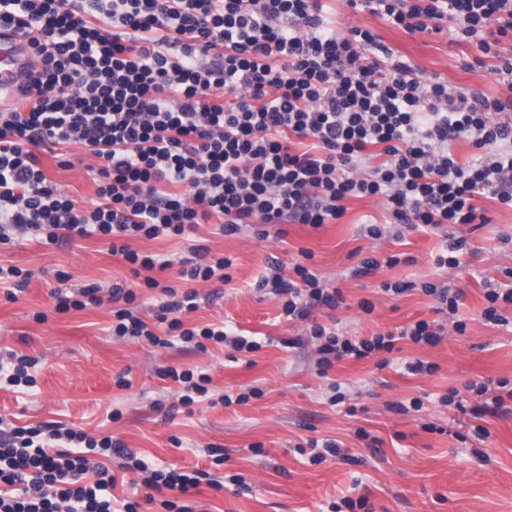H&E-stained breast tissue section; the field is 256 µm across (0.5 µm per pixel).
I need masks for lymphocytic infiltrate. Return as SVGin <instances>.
Wrapping results in <instances>:
<instances>
[{
    "label": "lymphocytic infiltrate",
    "mask_w": 512,
    "mask_h": 512,
    "mask_svg": "<svg viewBox=\"0 0 512 512\" xmlns=\"http://www.w3.org/2000/svg\"><path fill=\"white\" fill-rule=\"evenodd\" d=\"M410 33L439 31L453 18L461 33L490 54V35H512V0H346ZM0 29L23 31L38 61L17 105L0 110V244L42 231L48 244L67 233L153 240L182 236L217 220L224 235L243 225L308 224L343 217L349 198L377 197L390 221L413 231H446L436 258L461 265L464 237L451 227L475 223L473 196L512 204V96L450 92L422 80L370 30L336 28L323 0H0ZM483 151L463 166L452 141ZM77 144L99 161L96 199L79 207L46 176L45 144ZM138 284L165 297L157 334L135 307V285L113 283V336L151 346L238 353L257 341L207 325L185 327L195 290L177 293L153 271L156 255L116 245ZM232 258L200 245L184 281L232 280ZM291 278L261 276L279 297L285 320L307 322L320 372L345 357L386 353L402 340L437 345L444 320L457 333L462 291L425 282L383 284L400 298L422 289L437 301V320H421L369 337L346 336L312 322L314 309L345 300L319 275L295 264ZM189 407L210 396V377L167 367ZM473 417L495 415L512 401L507 381L468 383ZM142 476L149 489L186 494L200 484L223 489L207 470L158 469L121 442L94 438L61 422L0 428V512H112L116 478L103 460Z\"/></svg>",
    "instance_id": "lymphocytic-infiltrate-1"
}]
</instances>
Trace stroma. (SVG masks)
Listing matches in <instances>:
<instances>
[{"mask_svg":"<svg viewBox=\"0 0 512 512\" xmlns=\"http://www.w3.org/2000/svg\"><path fill=\"white\" fill-rule=\"evenodd\" d=\"M331 8L340 30L370 29L420 77L443 81L452 92L476 89L495 98L512 96V88L493 70L495 59L459 37L452 21H442L438 34H411L369 12L353 11L345 0H333ZM39 157L62 192L79 206H90L96 158L77 145H49ZM63 159L71 160V167H60ZM473 202L487 221L456 227L470 245L457 269L436 267L440 236L417 232L401 241L362 237L361 224L383 216L374 198L345 200L346 212L335 223L317 228L290 224L279 237H259L250 226L227 237L219 225L202 224L182 237L130 240L132 249L166 261V268L154 269L153 275L169 284L177 283L181 262L192 257L195 245L233 257L232 290L215 279L195 283L201 307L184 320L189 327L224 323L261 341V349L241 361L214 343L201 352L115 338L107 301L56 313L54 293L64 284L59 272L68 273L74 286L96 282L106 288L132 279L109 238L75 235L48 246L30 233L0 245V264L30 274L16 300L0 293V351L40 360L35 387L0 389V419L17 426L62 421L96 438L113 437L161 469L212 467L220 474L245 477L249 489L242 493L229 484L220 491L205 484L191 490L185 501L196 512H329L342 498L362 496L373 512H512V412L479 420L439 402L441 395L464 390L472 381L512 383V330L480 317L485 281L512 288V207L489 196ZM357 250L377 256L403 252L413 261L356 277L351 269ZM306 251L315 271L352 303L335 312L345 335L369 336L433 319L434 300L422 292L396 301L378 293L381 283L396 280L461 289L460 313L467 329L461 335L448 332L433 347L403 343L391 366L382 370L375 360L347 358L318 376L313 343L287 345L301 336L304 322L280 320L278 301L254 288L268 264L291 267ZM363 297L375 304L371 314L354 306ZM414 357L436 364V372L405 374L403 362ZM169 366L207 373L219 394L235 395L255 386L263 395L245 405L212 407L203 401L173 414L169 408L179 386L161 376ZM120 374L126 375L128 387L116 386ZM333 382L350 392L355 415L328 404ZM415 398L421 399V410L400 414L390 408ZM480 427L487 437L477 436ZM361 428L370 440L358 438ZM309 438L339 441L346 459L311 464L296 452ZM211 445L223 448V465L212 466L206 454Z\"/></svg>","mask_w":512,"mask_h":512,"instance_id":"obj_1","label":"stroma"}]
</instances>
